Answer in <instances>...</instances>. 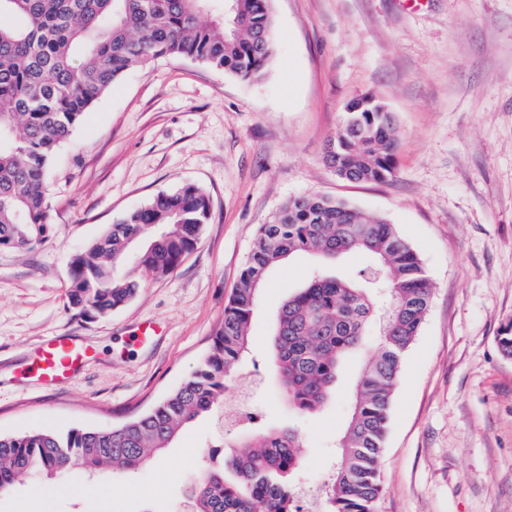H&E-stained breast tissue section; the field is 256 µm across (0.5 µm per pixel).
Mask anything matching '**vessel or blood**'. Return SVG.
I'll use <instances>...</instances> for the list:
<instances>
[{"instance_id": "vessel-or-blood-1", "label": "vessel or blood", "mask_w": 512, "mask_h": 512, "mask_svg": "<svg viewBox=\"0 0 512 512\" xmlns=\"http://www.w3.org/2000/svg\"><path fill=\"white\" fill-rule=\"evenodd\" d=\"M94 354L95 348L90 342L68 336H49L39 343L21 373L42 386L59 387L75 377Z\"/></svg>"}]
</instances>
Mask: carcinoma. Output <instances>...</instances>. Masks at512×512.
Masks as SVG:
<instances>
[{
	"instance_id": "carcinoma-1",
	"label": "carcinoma",
	"mask_w": 512,
	"mask_h": 512,
	"mask_svg": "<svg viewBox=\"0 0 512 512\" xmlns=\"http://www.w3.org/2000/svg\"><path fill=\"white\" fill-rule=\"evenodd\" d=\"M0 0V246L32 249L49 237L46 178L57 147L129 70L183 56L244 81L260 80L274 46L272 0ZM326 160L348 181L385 183L396 172L392 112L372 95L347 103ZM210 214L208 194L184 184L125 214L74 255L69 302L92 315L129 302L140 282L175 270L198 244ZM316 258L319 271L288 296L272 337L275 372L299 411L314 414L331 396L343 359L364 345L379 317L380 350L355 385L339 438L323 512H377L389 410L401 362L419 334L432 286L413 247L384 218L320 195L288 200L260 226L224 323L191 376L148 412L120 427L65 434H0V493L19 475H60L91 483L102 468L139 470L177 431L224 402V379L248 351L257 295L269 272L292 255ZM360 252L369 263L353 277L323 266ZM303 439L273 427L246 436L245 455L211 452V465L185 489L187 512H292L291 478Z\"/></svg>"
}]
</instances>
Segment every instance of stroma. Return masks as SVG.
Instances as JSON below:
<instances>
[{"instance_id":"obj_1","label":"stroma","mask_w":512,"mask_h":512,"mask_svg":"<svg viewBox=\"0 0 512 512\" xmlns=\"http://www.w3.org/2000/svg\"><path fill=\"white\" fill-rule=\"evenodd\" d=\"M275 53L249 83L188 57L131 70L93 105L47 174L51 227L30 250L0 248V433L110 429L147 412L196 368L224 319L260 225L289 198L318 194L386 217L421 258L428 312L394 393L379 512H512V0H273ZM395 114L397 172L340 179L326 145L352 99ZM211 215L175 271L133 270L136 296L87 319L68 302L70 259L128 211L185 183ZM313 266L299 254L260 291L249 353L263 423L297 428L294 487L331 480L353 387L379 348L376 326L343 364L316 414L288 403L270 370L272 319ZM160 326L150 344L131 338ZM47 336L93 343L97 357L46 389L17 367ZM224 435L218 417L184 426L146 470L74 481L22 480L0 512H182L186 484Z\"/></svg>"}]
</instances>
